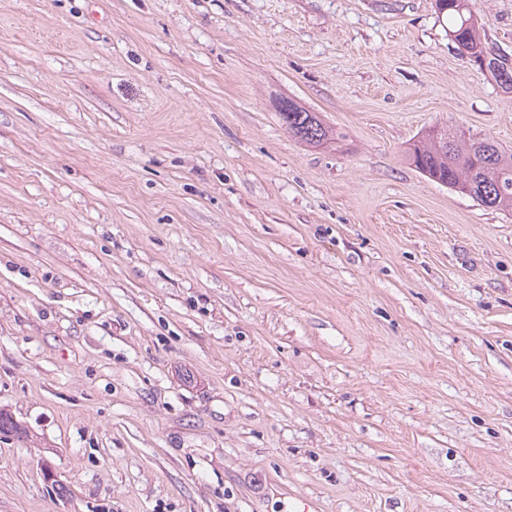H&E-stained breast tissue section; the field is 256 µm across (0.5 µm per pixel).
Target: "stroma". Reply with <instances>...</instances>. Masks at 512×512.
I'll list each match as a JSON object with an SVG mask.
<instances>
[{
	"mask_svg": "<svg viewBox=\"0 0 512 512\" xmlns=\"http://www.w3.org/2000/svg\"><path fill=\"white\" fill-rule=\"evenodd\" d=\"M435 126L512 151L435 0H0V512H512V213ZM287 106L288 112H284ZM285 122L293 136L309 144L321 145L331 139H339L340 134L327 127L316 115L303 106L288 100L282 106ZM431 130L415 140L409 151L411 164L429 180L469 195L481 205L512 211V153L490 138L435 136Z\"/></svg>",
	"mask_w": 512,
	"mask_h": 512,
	"instance_id": "obj_1",
	"label": "stroma"
}]
</instances>
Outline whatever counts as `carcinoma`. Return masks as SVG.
<instances>
[{"label":"carcinoma","mask_w":512,"mask_h":512,"mask_svg":"<svg viewBox=\"0 0 512 512\" xmlns=\"http://www.w3.org/2000/svg\"><path fill=\"white\" fill-rule=\"evenodd\" d=\"M441 16L448 20L450 39L467 50L469 58L486 62V72L500 87L512 93V58L485 46L482 24L473 10V0H435ZM283 113L293 136L309 144L321 145L340 134L316 115L293 101L285 102ZM411 164L429 180L458 190L481 205L512 211V153L501 150L489 138L468 139L442 131L429 132L415 140L409 151Z\"/></svg>","instance_id":"cac0c4a2"}]
</instances>
